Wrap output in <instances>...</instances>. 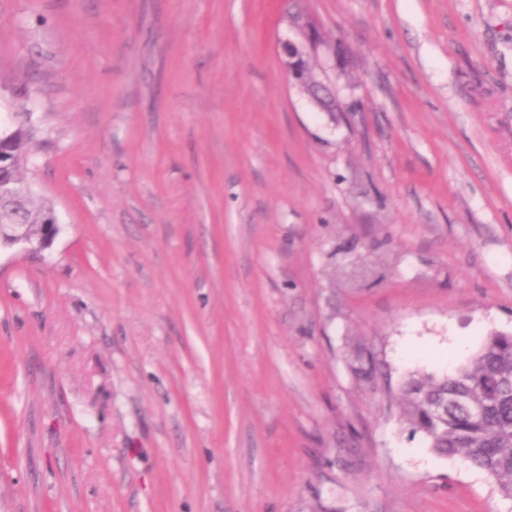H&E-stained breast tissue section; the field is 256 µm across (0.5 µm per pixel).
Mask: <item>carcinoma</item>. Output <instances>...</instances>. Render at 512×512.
<instances>
[{
    "label": "carcinoma",
    "instance_id": "carcinoma-1",
    "mask_svg": "<svg viewBox=\"0 0 512 512\" xmlns=\"http://www.w3.org/2000/svg\"><path fill=\"white\" fill-rule=\"evenodd\" d=\"M17 157L37 151L36 130L24 122L7 132ZM56 221L54 208L35 192L20 203H0V224H24L36 239ZM403 419L423 434L429 448L459 457L495 479L512 499V335L490 334L472 360L438 379L410 376L402 389Z\"/></svg>",
    "mask_w": 512,
    "mask_h": 512
}]
</instances>
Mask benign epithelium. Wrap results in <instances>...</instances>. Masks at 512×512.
Wrapping results in <instances>:
<instances>
[{"instance_id":"benign-epithelium-1","label":"benign epithelium","mask_w":512,"mask_h":512,"mask_svg":"<svg viewBox=\"0 0 512 512\" xmlns=\"http://www.w3.org/2000/svg\"><path fill=\"white\" fill-rule=\"evenodd\" d=\"M288 30L295 33L297 39H285L279 43L282 54V63L295 85L306 95L310 103L321 111H326L323 104V93L336 94V81L324 76H314L304 83L299 77L301 67L317 60L319 51L327 50L331 55H336V48H330L325 43L321 27L314 19L306 14L288 11L284 17ZM58 233V225L46 224L43 226L38 241H33L21 224L0 225V247L18 246L26 252L42 251L49 248Z\"/></svg>"}]
</instances>
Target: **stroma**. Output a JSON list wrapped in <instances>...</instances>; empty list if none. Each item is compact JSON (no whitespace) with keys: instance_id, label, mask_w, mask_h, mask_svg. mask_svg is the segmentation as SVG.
Wrapping results in <instances>:
<instances>
[{"instance_id":"35a3bbf8","label":"stroma","mask_w":512,"mask_h":512,"mask_svg":"<svg viewBox=\"0 0 512 512\" xmlns=\"http://www.w3.org/2000/svg\"><path fill=\"white\" fill-rule=\"evenodd\" d=\"M302 5L360 111L287 0H0L59 227L0 250V512H512L399 410L512 332V0ZM284 21L289 31H293L297 36L296 40L286 38L279 43L280 52L282 54V63L291 77L295 85L306 95L310 103L318 107L323 112H332L331 116H336L334 112H356L348 106L356 99H351V102H344L336 96V47L329 48L325 43L321 27L314 21V19L305 13L292 11L289 8L288 15L285 14ZM321 49L327 50L333 57L331 64L334 79L331 81L325 76H313L308 79V83L301 81L299 73L302 66L306 64L309 66L311 62L316 61ZM328 92L332 94L337 101L339 107L334 111H329L323 104V93Z\"/></svg>"}]
</instances>
